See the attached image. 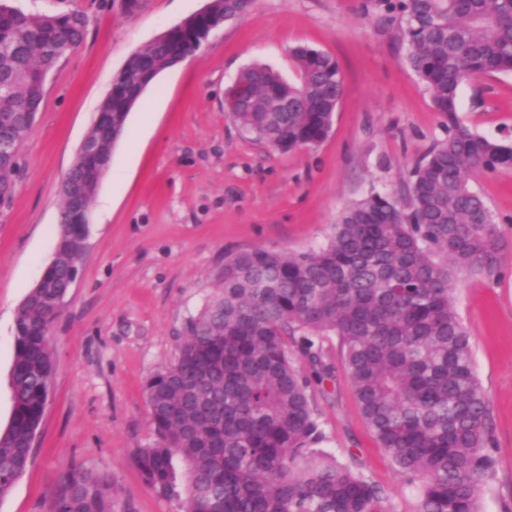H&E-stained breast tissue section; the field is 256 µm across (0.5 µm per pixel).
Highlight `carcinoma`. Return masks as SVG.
Returning a JSON list of instances; mask_svg holds the SVG:
<instances>
[{
  "mask_svg": "<svg viewBox=\"0 0 512 512\" xmlns=\"http://www.w3.org/2000/svg\"><path fill=\"white\" fill-rule=\"evenodd\" d=\"M398 13L407 61L448 115L445 138L415 163L408 198L374 195L350 207L328 244L294 255L272 248L229 252L216 287L185 324L175 361L153 374L146 398L154 441L138 457L147 481L182 500L183 512H376L382 488L317 447L324 439L314 385L332 376L317 340L337 338L362 418L404 481L418 512H480L494 472L489 406L474 371L470 339L452 302L463 275L495 276L509 242L474 170L512 167V145L456 118L461 86L512 73V0H384ZM250 0H216L210 19L173 28L139 52L145 83L198 47L209 20H231ZM79 12L25 13L0 2V139L29 133L44 95L42 75L79 47ZM298 79L263 64L241 71L250 99L232 117L246 133L288 151L329 134L344 95L337 61L306 46L292 50ZM138 88L119 83L99 105L126 131ZM20 163L0 167L11 195ZM70 176L89 177L91 202L105 171L76 158ZM50 288H34L15 319L12 408L0 432V498L30 464L54 372L52 299L79 257L80 230L58 236ZM314 366L306 376L290 347ZM53 512H112V474L74 469Z\"/></svg>",
  "mask_w": 512,
  "mask_h": 512,
  "instance_id": "1",
  "label": "carcinoma"
}]
</instances>
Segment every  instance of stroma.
<instances>
[{"label":"stroma","instance_id":"stroma-1","mask_svg":"<svg viewBox=\"0 0 512 512\" xmlns=\"http://www.w3.org/2000/svg\"><path fill=\"white\" fill-rule=\"evenodd\" d=\"M12 3L26 12L79 11L88 25L47 80L14 193L0 203V428L12 407L16 310L54 252L63 177L113 77L205 0H139L132 12L123 0ZM298 45L337 60L345 94L322 143L284 152L241 130L224 95L254 63L294 77L289 51ZM407 51L398 16L382 0H253L187 63L156 77L129 113L90 204L81 271L51 335L55 372L33 460L0 498V512H49L64 473L76 468L111 472L113 512H182L137 464L154 439L146 381L173 362L225 252L315 249L347 208L375 193L406 197L411 166L448 124L407 66ZM457 116L512 143V75L465 83ZM470 181L512 239V168L476 170ZM453 300L490 405L495 469L481 509L512 512V251L498 277L462 278ZM319 344L333 371L312 400L323 449L382 488L378 512H416L415 492L360 415L336 337Z\"/></svg>","mask_w":512,"mask_h":512}]
</instances>
